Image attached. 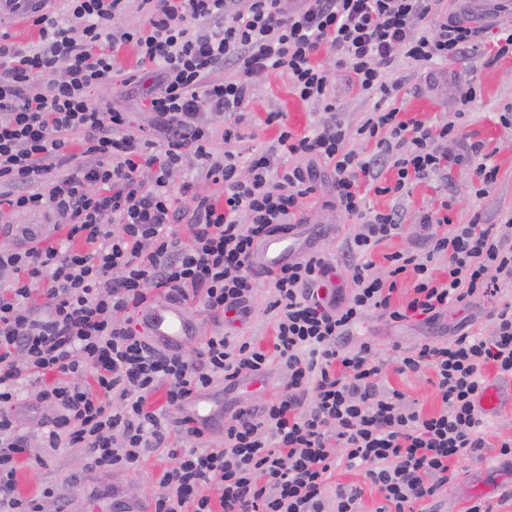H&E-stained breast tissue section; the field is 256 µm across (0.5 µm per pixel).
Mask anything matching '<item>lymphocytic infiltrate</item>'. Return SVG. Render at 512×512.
Wrapping results in <instances>:
<instances>
[{
  "mask_svg": "<svg viewBox=\"0 0 512 512\" xmlns=\"http://www.w3.org/2000/svg\"><path fill=\"white\" fill-rule=\"evenodd\" d=\"M143 23L115 26L126 0H66L68 28L32 17L40 44L23 49L0 33V207L62 219L61 239L0 249V512H43L54 498L25 497L17 462L27 448L16 410L18 380L53 375L39 398L59 407L44 447L81 448L92 470H126L171 433L191 440L155 479L151 512H360V488L330 485L338 465L358 469L382 493L376 512H408L436 499L454 461L485 445L477 401L497 377L512 376V303L494 310L488 336L463 333L399 355V372H434L439 410L425 414L382 385L384 362L369 342L345 341L371 314L400 324H432L449 310L512 285V214L496 224H457L441 202L420 222L426 247L371 251L401 227L398 210L364 211L362 186L404 195L442 175L454 122L403 119L394 100L404 86L399 59L430 66L471 49L477 30L442 13L440 0H137ZM134 46L156 81L143 98L158 139L129 133L125 113L93 101L112 77L113 49ZM347 68L362 97H380L356 129L336 119V87L319 52ZM284 72L301 102L324 120L294 133L274 109V148L240 163L225 131L215 154L204 115L241 112L256 87ZM371 144L370 153L351 140ZM307 158L279 168L280 155ZM224 186L223 197L179 190L170 178L184 158ZM332 169L336 208L355 218L346 242L348 283L334 264L301 253L277 270L259 246L303 221L316 191V161ZM395 180L378 181L382 168ZM448 259L437 275L435 256ZM274 292V344L240 334L258 280ZM409 296L397 304L393 295ZM168 298L202 309L224 330L195 358L153 345L130 317ZM128 313L127 321L117 313ZM288 371V392L261 411L239 409L224 424V446L202 448L205 430L186 414L192 395L218 380L264 381L273 359ZM162 407H153L155 394Z\"/></svg>",
  "mask_w": 512,
  "mask_h": 512,
  "instance_id": "1",
  "label": "lymphocytic infiltrate"
}]
</instances>
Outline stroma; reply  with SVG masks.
Masks as SVG:
<instances>
[{
  "mask_svg": "<svg viewBox=\"0 0 512 512\" xmlns=\"http://www.w3.org/2000/svg\"><path fill=\"white\" fill-rule=\"evenodd\" d=\"M509 29H512V0H499L496 20L481 27L473 49L448 63L447 69L452 74L448 80L427 77L418 63L402 61L400 72L406 75L407 81L397 105L404 117L434 125L455 122L462 140L455 146L456 158L449 163L444 175L414 184L410 194L382 196L370 190L364 191L366 209L395 208L404 215L400 234L371 253L370 258L376 265H384L385 254L421 249L424 231L419 217L423 212L437 208L443 199L453 200L451 215L458 224L475 219L483 224H495L504 214L512 212V123L499 119L501 113L512 109V56L495 61L489 58L494 40ZM318 60L330 70L339 91L337 120L349 128H356L365 112L372 109V100L348 90L350 74L346 69L335 67L333 55L323 53ZM154 81V76L139 68L136 50L126 45L118 53L111 80L95 87L91 97L111 103L125 112L131 130L135 131L148 127L150 123L149 113L142 108V98ZM471 86L477 91V99L474 103L463 104L464 94ZM276 108L286 112L289 127L299 134L310 131L324 118L322 110L301 102L290 93L287 74L278 72L256 89L247 112H229L219 118H210L209 124L215 134V151H223L222 134L228 128L236 129L240 135L235 149L241 160L269 150L277 130L266 126L264 119L269 110ZM476 145L480 146L487 164L498 169L496 182L483 194L478 191L479 184L473 172L476 155H473L472 148ZM329 197L328 182L318 180L315 194L305 205L307 222L298 239V247L303 252L319 253L339 266L344 261L345 237L352 230L354 221L343 212L328 207L326 201ZM272 299V288L266 282H259L251 318L245 326L247 337L266 347L273 343V320L267 311ZM510 302L512 289H507L497 296L481 300L472 309L470 318L451 312L431 325L413 322L397 325L373 314L356 329L350 342L354 345L363 341L373 343L385 361L383 385L399 390L415 408L431 413L441 406L432 384V370L425 368L416 373H399L397 354L424 344H440L464 332L489 335V313ZM44 382V377L34 375L23 378L19 383L24 398L36 406L35 412L21 419V431L34 454L44 453L45 423L56 414L52 404L37 399ZM494 385L501 390L503 397L498 409L484 418V427L491 431L492 436L479 455L454 463L455 475L439 494L440 512H466L478 498L489 501L496 512H512V463L502 460L497 448L501 440L512 438V377L497 379ZM287 391L288 371L276 361L271 364L265 383L242 381L230 385L217 381L210 391L211 405L228 417L245 405L261 408L268 400ZM46 455V466H24L18 470L17 485L22 495L33 496L52 485L58 497L70 499L77 489L88 492L101 481L100 476L90 470L89 460L81 449L60 448ZM170 463L167 449L154 448L129 470L120 473L117 480L128 497L146 503L156 493L154 475Z\"/></svg>",
  "mask_w": 512,
  "mask_h": 512,
  "instance_id": "obj_1",
  "label": "stroma"
}]
</instances>
